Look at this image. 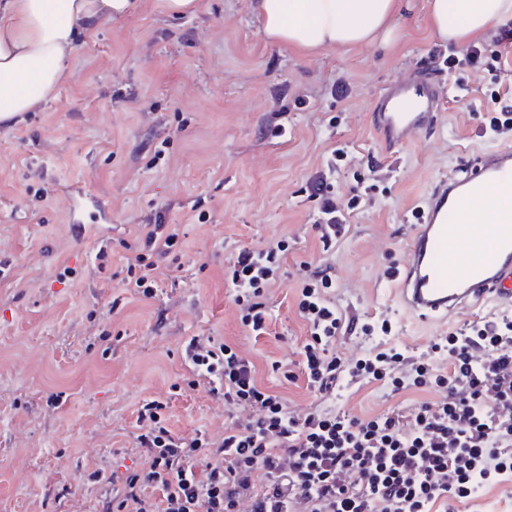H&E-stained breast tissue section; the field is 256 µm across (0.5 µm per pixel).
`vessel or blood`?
I'll return each mask as SVG.
<instances>
[{"mask_svg":"<svg viewBox=\"0 0 512 512\" xmlns=\"http://www.w3.org/2000/svg\"><path fill=\"white\" fill-rule=\"evenodd\" d=\"M441 93L415 80L384 89L374 106L386 142L398 146L430 127ZM408 259L397 274L407 311L430 322L495 300H512V150L476 154L435 185L419 208Z\"/></svg>","mask_w":512,"mask_h":512,"instance_id":"obj_1","label":"vessel or blood"}]
</instances>
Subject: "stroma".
<instances>
[{"instance_id": "35a3bbf8", "label": "stroma", "mask_w": 512, "mask_h": 512, "mask_svg": "<svg viewBox=\"0 0 512 512\" xmlns=\"http://www.w3.org/2000/svg\"><path fill=\"white\" fill-rule=\"evenodd\" d=\"M438 43L426 0H412L387 49L308 56L268 41L252 0H199L185 17L144 0L138 14L85 38L42 111L0 127V512H98L100 486L89 475L140 467L135 421L147 401L166 403L174 434L221 437L224 399L192 385L182 359L190 337L235 346L292 407L316 405L302 380L284 376L297 371L305 336L300 263L332 266L347 315L392 319L391 336L337 338L350 363L387 343L420 356L448 329L499 310L490 301L424 322L386 275L405 263L412 212L431 187L493 145L478 137L476 113L446 100L432 129L385 151L374 101L427 71ZM301 98L307 108H297ZM273 124L286 135H267ZM337 147L348 153L339 197L371 162L380 188L326 250L303 187ZM71 185L107 198L111 223L69 224ZM159 223L177 229L181 246L144 298L125 285L134 258L125 244L140 225ZM282 239L288 254L269 290L275 333L256 339L238 320L224 270L239 249ZM423 398L373 382L342 388L335 406L365 417ZM449 512H512V481L451 502Z\"/></svg>"}]
</instances>
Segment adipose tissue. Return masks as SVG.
Masks as SVG:
<instances>
[{
  "label": "adipose tissue",
  "instance_id": "obj_1",
  "mask_svg": "<svg viewBox=\"0 0 512 512\" xmlns=\"http://www.w3.org/2000/svg\"><path fill=\"white\" fill-rule=\"evenodd\" d=\"M142 0H0V127L44 108L81 35L136 13ZM409 0H255L265 37L303 54L386 46ZM436 34L457 42L512 21V0H427Z\"/></svg>",
  "mask_w": 512,
  "mask_h": 512
}]
</instances>
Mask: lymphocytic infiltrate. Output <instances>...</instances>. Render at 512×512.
I'll return each mask as SVG.
<instances>
[{
	"label": "lymphocytic infiltrate",
	"instance_id": "f902f5d3",
	"mask_svg": "<svg viewBox=\"0 0 512 512\" xmlns=\"http://www.w3.org/2000/svg\"><path fill=\"white\" fill-rule=\"evenodd\" d=\"M498 53L472 43L434 46V72L455 75L453 100L466 104L469 90L459 72L483 66L499 73L512 52V26L499 28ZM484 136L512 135V92L486 96L480 113ZM343 151H333L326 170L307 189L318 203L315 228L324 246L348 231V217L363 202L352 189L340 203L329 180ZM179 234L166 224L141 225L130 248L135 261L127 281L151 296L175 253ZM287 241L242 249L226 271L240 321L251 336L271 333L266 291L281 274ZM298 314L306 328L300 372L306 387L335 400L343 383L382 382L392 392L433 390L439 397L411 409L361 419L336 410L291 409L257 380L254 363L227 343L194 336L184 344L193 373L224 398L229 423L218 439L173 435L152 400L137 413L143 465L118 477L95 470L102 512H432L437 502L470 497L512 479V311L501 310L459 330H449L426 357L408 359L402 348H383L354 365L333 354L337 336L351 331L329 298L331 266L301 264ZM447 358L446 367L437 359ZM203 474H196V465Z\"/></svg>",
	"mask_w": 512,
	"mask_h": 512
}]
</instances>
